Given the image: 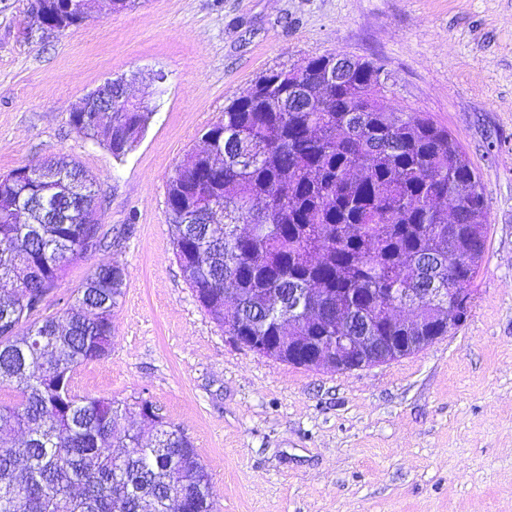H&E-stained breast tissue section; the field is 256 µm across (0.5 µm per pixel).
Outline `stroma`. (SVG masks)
<instances>
[{
    "mask_svg": "<svg viewBox=\"0 0 512 512\" xmlns=\"http://www.w3.org/2000/svg\"><path fill=\"white\" fill-rule=\"evenodd\" d=\"M0 0V174L64 154L96 181L113 245L75 261L48 313L97 266L127 277L104 359L79 395L151 400L185 430L217 512H512V0H91L62 32ZM383 66L388 95L459 142L488 202L467 321L361 370L275 362L235 343L174 255L166 186L225 106L313 54ZM164 73L157 83L156 73ZM139 75L155 116L123 160L69 114L107 77Z\"/></svg>",
    "mask_w": 512,
    "mask_h": 512,
    "instance_id": "obj_1",
    "label": "stroma"
}]
</instances>
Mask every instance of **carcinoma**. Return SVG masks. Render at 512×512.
Instances as JSON below:
<instances>
[{"mask_svg":"<svg viewBox=\"0 0 512 512\" xmlns=\"http://www.w3.org/2000/svg\"><path fill=\"white\" fill-rule=\"evenodd\" d=\"M78 0H35L37 28L80 24ZM334 55L271 70L224 107L207 147L170 178L166 206L183 277L230 336H342L336 308L362 313L373 336H402L408 288L472 293L486 250L488 205L448 129L387 97L381 67L349 58L320 87ZM149 112L125 107L70 122L122 160ZM206 211L186 224L183 209ZM98 193L61 156L30 176H0V512H215L211 476L191 438L153 403L72 392L76 368L106 357L125 269H94L61 315L47 296L88 249L108 246ZM320 298L288 309V290Z\"/></svg>","mask_w":512,"mask_h":512,"instance_id":"cac0c4a2","label":"carcinoma"}]
</instances>
